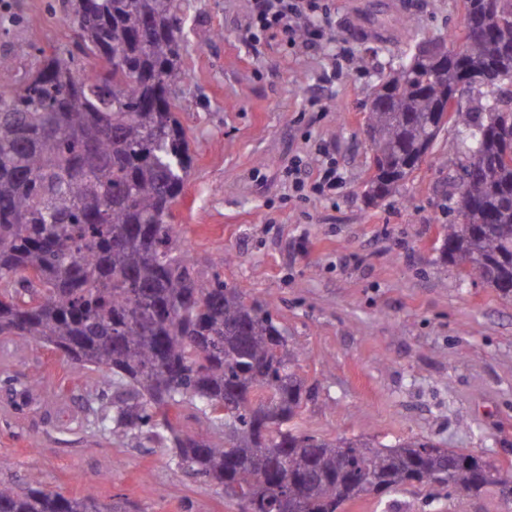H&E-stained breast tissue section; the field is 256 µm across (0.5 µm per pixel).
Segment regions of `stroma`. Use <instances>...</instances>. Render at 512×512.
Returning <instances> with one entry per match:
<instances>
[{"mask_svg": "<svg viewBox=\"0 0 512 512\" xmlns=\"http://www.w3.org/2000/svg\"><path fill=\"white\" fill-rule=\"evenodd\" d=\"M8 3L0 59L13 76L34 63L14 44L73 46L63 0ZM178 5L185 79L175 112L195 160L174 207L177 243L199 269L269 303L309 393L300 429L388 446L423 437L512 470V300L438 259L458 193L454 128L395 194L376 205L363 194L364 116L380 72L414 48L402 19L422 37L459 39L463 0H328L315 49L252 34L251 0ZM343 49L351 58L333 69ZM298 162L313 175L334 165L335 191L297 196L288 172ZM98 378L58 351L0 335V476L32 473L45 489L92 493L127 512H238L168 449L104 431L112 397ZM36 379L42 398L27 400ZM343 512H512V502L494 488L407 486Z\"/></svg>", "mask_w": 512, "mask_h": 512, "instance_id": "stroma-1", "label": "stroma"}]
</instances>
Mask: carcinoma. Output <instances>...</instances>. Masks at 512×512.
Wrapping results in <instances>:
<instances>
[{"label":"carcinoma","instance_id":"1","mask_svg":"<svg viewBox=\"0 0 512 512\" xmlns=\"http://www.w3.org/2000/svg\"><path fill=\"white\" fill-rule=\"evenodd\" d=\"M462 41L437 39L380 73L366 115L388 197L447 125L460 134L458 221L440 259L512 298V0H464ZM76 50L37 49L10 78L0 61V334L52 347L112 390L102 423L171 450L241 512H340L363 495L436 484L512 499V473L429 440L329 441L298 429L306 397L268 305L205 278L174 240L172 205L193 163L175 117L176 0H70ZM483 96L467 109L460 100ZM190 410L179 429L169 410ZM0 512H122L68 498L29 475L0 480Z\"/></svg>","mask_w":512,"mask_h":512}]
</instances>
